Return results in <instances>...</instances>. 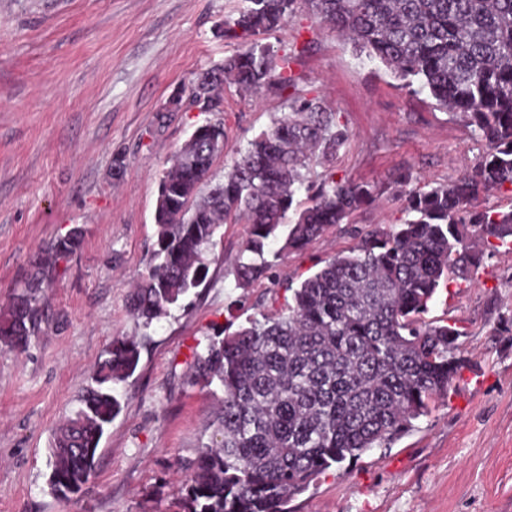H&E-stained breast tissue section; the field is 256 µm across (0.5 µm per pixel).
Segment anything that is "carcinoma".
Listing matches in <instances>:
<instances>
[{
	"instance_id": "cac0c4a2",
	"label": "carcinoma",
	"mask_w": 512,
	"mask_h": 512,
	"mask_svg": "<svg viewBox=\"0 0 512 512\" xmlns=\"http://www.w3.org/2000/svg\"><path fill=\"white\" fill-rule=\"evenodd\" d=\"M224 21V37L245 48L201 74L193 100L222 111L216 90L295 87L288 57L255 37L279 27L297 0H244ZM311 13L347 36L398 79L418 82L437 105L478 131L485 150L449 184L403 191L408 218L359 235L348 251L292 289L286 311L249 319L195 355L193 381H217L224 401L210 443L193 464L182 512H289L288 503L334 465L387 446L448 397L464 362L460 331L424 314L448 275L470 281L486 247L512 243V209H480V196L512 191V0H305ZM350 137L322 101L291 95L288 111L255 137L231 171L215 179L224 123L197 127L160 180L157 249L129 298L149 325L206 275L217 229L249 225L246 250L259 257L285 234L301 251L330 226L347 223L383 188L336 181L316 186L311 205L290 218L295 193L317 159L330 160ZM82 243L72 229L47 248L0 314V346L25 347L40 327L44 289L57 261ZM269 264L237 266L238 285ZM141 344L117 337L80 396V408L58 426L48 485L66 499L95 467L105 428L120 411L115 387L140 360Z\"/></svg>"
}]
</instances>
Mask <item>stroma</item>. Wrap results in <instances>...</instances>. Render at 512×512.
I'll return each mask as SVG.
<instances>
[{"label": "stroma", "instance_id": "1", "mask_svg": "<svg viewBox=\"0 0 512 512\" xmlns=\"http://www.w3.org/2000/svg\"><path fill=\"white\" fill-rule=\"evenodd\" d=\"M243 0H0V309L35 258L72 228L24 352L0 350V512H179L192 462L224 398L191 381L193 354L229 325L286 307L290 286L357 242L356 231L406 218L395 180L455 181L484 144L309 12L305 0L263 41L288 56L299 96L323 101L351 136L309 179L376 182L386 191L303 251L272 243L271 268L236 285L248 227L219 228L208 272L185 307L151 325L128 295L154 244L158 185L203 124L223 121L224 177L248 143L288 110L284 94L225 85L222 112L193 102L198 76L242 44L223 36ZM178 111H170L172 99ZM428 319L461 332L464 368L447 402L356 462L321 474L291 512H512V249H486L477 280L439 288ZM116 336L143 348L95 471L71 499L49 487L53 431L74 415Z\"/></svg>", "mask_w": 512, "mask_h": 512}]
</instances>
